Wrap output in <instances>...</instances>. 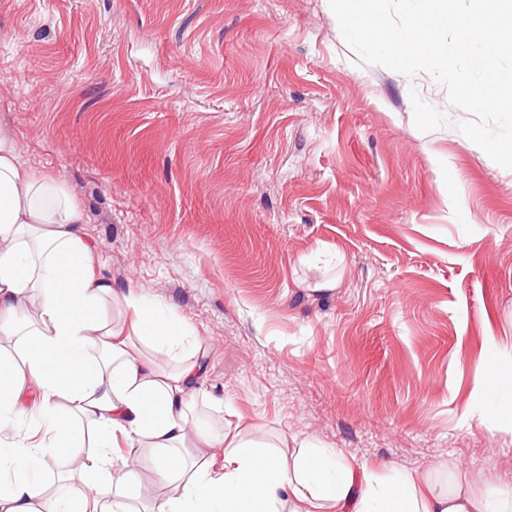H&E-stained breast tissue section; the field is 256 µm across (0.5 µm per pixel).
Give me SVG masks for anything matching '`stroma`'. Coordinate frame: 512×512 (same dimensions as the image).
I'll list each match as a JSON object with an SVG mask.
<instances>
[{
  "label": "stroma",
  "mask_w": 512,
  "mask_h": 512,
  "mask_svg": "<svg viewBox=\"0 0 512 512\" xmlns=\"http://www.w3.org/2000/svg\"><path fill=\"white\" fill-rule=\"evenodd\" d=\"M466 117L358 64L329 0H0V133L202 339L198 413L376 484L512 487V385L489 407L479 372L512 352V170Z\"/></svg>",
  "instance_id": "obj_1"
}]
</instances>
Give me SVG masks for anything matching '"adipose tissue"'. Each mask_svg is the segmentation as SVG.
Segmentation results:
<instances>
[{
	"label": "adipose tissue",
	"mask_w": 512,
	"mask_h": 512,
	"mask_svg": "<svg viewBox=\"0 0 512 512\" xmlns=\"http://www.w3.org/2000/svg\"><path fill=\"white\" fill-rule=\"evenodd\" d=\"M74 199L0 135V512H512V490H434L310 448L285 460L195 415L201 341L166 306L113 289ZM175 361L160 369L156 356ZM148 449L153 484L133 482ZM58 458V484L38 477Z\"/></svg>",
	"instance_id": "ef3b65f1"
}]
</instances>
